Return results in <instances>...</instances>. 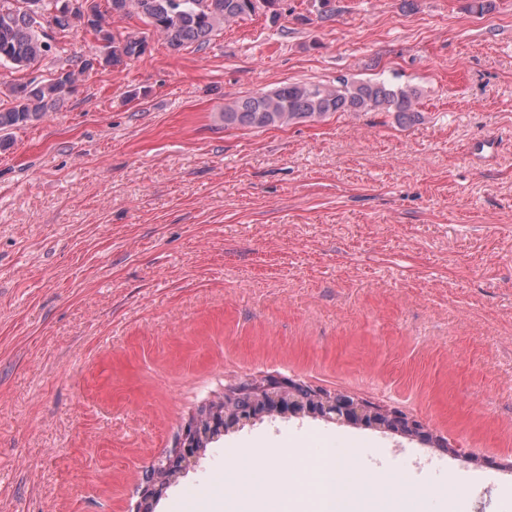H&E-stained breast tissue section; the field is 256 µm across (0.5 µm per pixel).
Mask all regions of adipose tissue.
Wrapping results in <instances>:
<instances>
[{
	"label": "adipose tissue",
	"mask_w": 512,
	"mask_h": 512,
	"mask_svg": "<svg viewBox=\"0 0 512 512\" xmlns=\"http://www.w3.org/2000/svg\"><path fill=\"white\" fill-rule=\"evenodd\" d=\"M316 472L295 466L283 473L261 461L236 464L224 485V512H262L276 497L281 512L299 498L315 495L317 512H411L412 497L399 477L358 472L348 453L323 449Z\"/></svg>",
	"instance_id": "1"
}]
</instances>
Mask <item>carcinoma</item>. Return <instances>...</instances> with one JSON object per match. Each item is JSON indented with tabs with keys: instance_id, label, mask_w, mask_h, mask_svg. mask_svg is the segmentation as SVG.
<instances>
[{
	"instance_id": "cac0c4a2",
	"label": "carcinoma",
	"mask_w": 512,
	"mask_h": 512,
	"mask_svg": "<svg viewBox=\"0 0 512 512\" xmlns=\"http://www.w3.org/2000/svg\"><path fill=\"white\" fill-rule=\"evenodd\" d=\"M255 0H0V66L25 70L57 53L42 21L58 29L85 30L98 51L80 60L79 73L94 66L113 67L123 58L145 54L146 39L112 28V17L132 12L164 37L170 47H207L222 27L257 12ZM76 72L60 68L44 79L32 78L5 87L10 106L0 109V131L42 120L49 109L72 92ZM421 92L386 80L332 84L285 83L273 90L224 102V128L268 129L320 122L338 113L385 112L401 126L417 121Z\"/></svg>"
}]
</instances>
